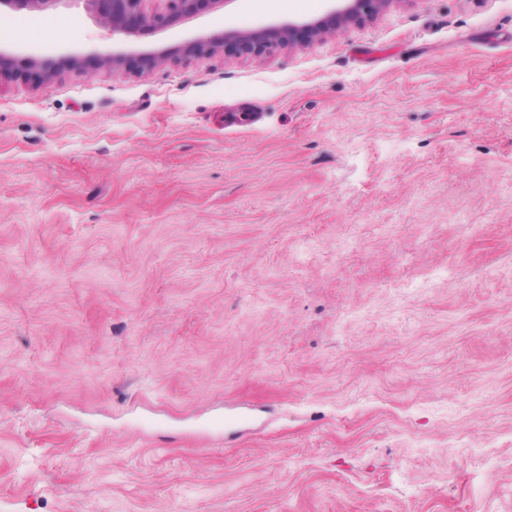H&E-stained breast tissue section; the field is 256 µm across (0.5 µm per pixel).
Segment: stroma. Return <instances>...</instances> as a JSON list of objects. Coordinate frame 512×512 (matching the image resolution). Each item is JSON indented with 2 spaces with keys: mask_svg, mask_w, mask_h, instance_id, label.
<instances>
[{
  "mask_svg": "<svg viewBox=\"0 0 512 512\" xmlns=\"http://www.w3.org/2000/svg\"><path fill=\"white\" fill-rule=\"evenodd\" d=\"M326 8L0 14V512H512V0L140 64ZM235 0H90L102 26L112 34L136 35L159 30L175 20H189L204 10L225 8ZM149 2L158 6L149 9ZM78 59L75 56L59 58H39L35 56L17 57L3 53L0 49V76L2 73L22 76L36 71L42 79H50L68 65L75 66Z\"/></svg>",
  "mask_w": 512,
  "mask_h": 512,
  "instance_id": "obj_1",
  "label": "stroma"
}]
</instances>
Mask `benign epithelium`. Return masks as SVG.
Masks as SVG:
<instances>
[{"label":"benign epithelium","instance_id":"obj_1","mask_svg":"<svg viewBox=\"0 0 512 512\" xmlns=\"http://www.w3.org/2000/svg\"><path fill=\"white\" fill-rule=\"evenodd\" d=\"M63 0H0V8L11 10L48 11ZM99 8L102 26L112 34L136 35L159 30L175 20H189L204 10L224 8L234 0H90ZM328 13L303 23L268 25L250 29H230L220 38L198 39L177 47L159 48L146 55V66L156 67L167 60L182 57H204L219 50L239 56L260 59L278 47H306L343 31L351 24H360L376 17L392 0H332ZM74 56L39 58L17 57L0 51V74L16 76L37 72L49 79L68 65Z\"/></svg>","mask_w":512,"mask_h":512}]
</instances>
